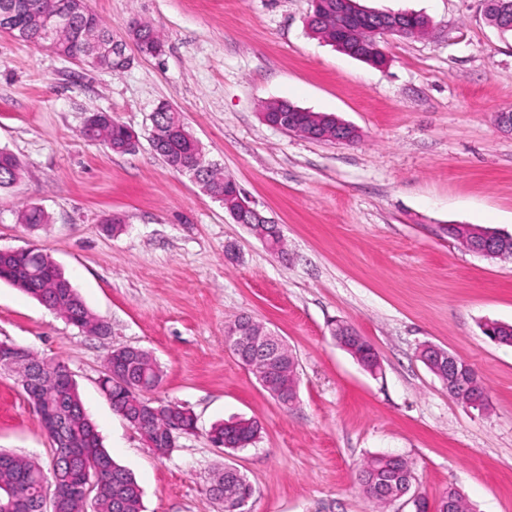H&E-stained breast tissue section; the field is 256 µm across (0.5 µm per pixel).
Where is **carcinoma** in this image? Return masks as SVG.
Instances as JSON below:
<instances>
[{"instance_id": "1", "label": "carcinoma", "mask_w": 512, "mask_h": 512, "mask_svg": "<svg viewBox=\"0 0 512 512\" xmlns=\"http://www.w3.org/2000/svg\"><path fill=\"white\" fill-rule=\"evenodd\" d=\"M508 12L495 10L488 13V20L504 32H512V0H501ZM402 23L404 35L423 33L426 20L423 15L405 12ZM138 26L137 35L147 51L163 45L160 34L151 25L132 20L130 26ZM12 31L16 38L33 45L50 46L66 58L80 56L94 68L116 70V49L119 43L112 39L96 16H90L78 0H0V28ZM310 31L323 38L340 40L345 54L359 56L363 61L378 66L383 63L381 35L374 31L372 19L362 14V9L348 0H322L308 21ZM291 103L274 100L264 104L271 112H279L298 123L310 119L308 112H290ZM184 125L181 114L171 105L162 103L151 119V128L157 135L151 139L154 152L168 166L190 175L197 174L207 190L214 196L233 192L230 176L217 164L201 162L194 155L188 141L180 134ZM93 136L107 145L112 152L128 154L130 134L128 127L119 121L102 118L94 124ZM21 166L10 152L0 149V188L13 185L19 178ZM19 221L32 228L49 223L45 210L29 206L19 215ZM52 258L38 247L23 252L0 254V281H4L32 296L47 309L67 315L69 323L84 332L102 334L107 325L96 318L86 307L76 289L61 269H52ZM484 334L498 343L512 346V326H502L496 321L484 323ZM11 354L32 366L35 371L33 383L22 387L29 401L42 414L41 422L51 439L56 441L48 405L61 403L69 414L68 426L75 434L76 446L70 460L52 455L49 469L26 457L0 452V504H10L9 512H40V501L45 485L53 482L59 489L57 512H143V490L132 473L116 463L103 448L99 433L86 414L77 384L66 381L68 369L65 364L39 358L31 350L14 346ZM122 373L132 385H143L147 391L155 390L162 381L159 364L152 355L140 349L131 354ZM463 381L472 384L461 395L462 403L473 396L484 398L480 406H488L486 387L479 377H470L463 372ZM112 409L123 419L137 416L130 393L119 387L110 388ZM179 427L187 434L195 433L197 425L190 411L180 405L165 403L159 406L142 426L141 436L153 448H173L170 430ZM262 425L254 420L240 418L231 422H218L209 430L212 441L230 443L258 441ZM93 458L100 466L89 506L79 489L86 478L84 461ZM250 484L245 475L235 481L230 491L224 490V476L215 475L209 486L210 495L224 500V512H250L251 501L239 493V489ZM360 484L365 497L379 507L393 503L400 490V480L392 469V462L382 456L369 459L360 473ZM438 512H468L463 494L450 487L439 499Z\"/></svg>"}]
</instances>
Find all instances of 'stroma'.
Listing matches in <instances>:
<instances>
[{
    "mask_svg": "<svg viewBox=\"0 0 512 512\" xmlns=\"http://www.w3.org/2000/svg\"><path fill=\"white\" fill-rule=\"evenodd\" d=\"M360 3L423 14L430 27L386 36L378 68L310 32L311 0H86L124 45L130 63L116 73L0 33V149L22 166L0 188V250L44 249L108 326L82 332L0 282V341L65 363L104 447L142 487L144 512H224L208 486L227 466L252 482L253 512H376L359 474L380 454L411 463L412 491L430 505L453 486L471 512H512V347L480 328L512 324V259L477 255L443 231L512 233V134L496 125L512 112V33L489 22L483 0ZM134 19L161 33V57L129 41ZM277 99L335 115L359 138L269 126L260 112ZM162 102L280 224L287 258L153 152L149 116ZM95 112L137 132L136 150L84 139ZM28 205L49 224H20ZM112 216L116 236L103 229ZM244 314L299 359L291 409L224 343ZM339 321L373 344L376 372L338 346ZM425 341L476 369L488 408L449 394L416 354ZM123 346L157 359L154 399L197 419L170 455L149 448L99 387L108 353ZM238 418L260 421V440L214 447L211 426ZM0 449L52 458L36 410L4 373Z\"/></svg>",
    "mask_w": 512,
    "mask_h": 512,
    "instance_id": "1",
    "label": "stroma"
}]
</instances>
